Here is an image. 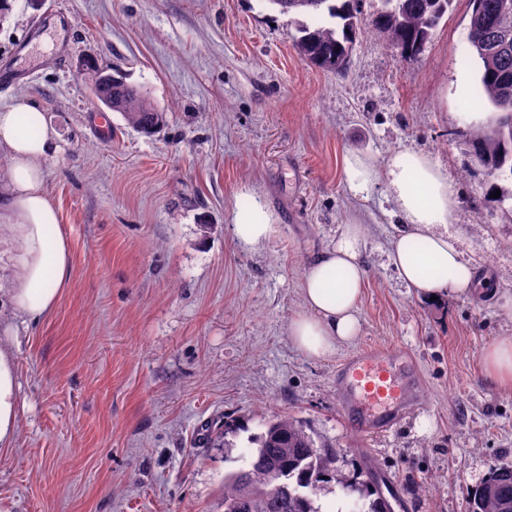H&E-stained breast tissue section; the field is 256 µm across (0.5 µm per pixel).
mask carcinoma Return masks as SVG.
<instances>
[{"label":"carcinoma","mask_w":512,"mask_h":512,"mask_svg":"<svg viewBox=\"0 0 512 512\" xmlns=\"http://www.w3.org/2000/svg\"><path fill=\"white\" fill-rule=\"evenodd\" d=\"M281 13L328 16L335 25H300L297 52L310 63L340 73L348 63L358 29L354 0H266ZM377 24L402 57L418 53L428 42L452 0H384ZM502 0H470L467 40L481 62L479 91L497 112L487 126L469 129L468 146L489 178L498 201L512 200V7ZM83 75L96 97L109 94L112 111L140 133L152 135L166 125V112L129 85L119 70L95 61L84 64ZM247 467L224 478V512H322L321 483L336 482L356 496L350 512H391L374 481H357L337 466V450L317 440L307 425L284 414L265 424L252 438ZM368 502V508L359 502ZM467 512H512V464L492 470L480 484L467 489Z\"/></svg>","instance_id":"carcinoma-1"}]
</instances>
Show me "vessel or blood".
<instances>
[{"label": "vessel or blood", "mask_w": 512, "mask_h": 512, "mask_svg": "<svg viewBox=\"0 0 512 512\" xmlns=\"http://www.w3.org/2000/svg\"><path fill=\"white\" fill-rule=\"evenodd\" d=\"M336 383L346 399L349 426L364 436L392 430L402 420L416 394L417 374L399 369L397 358L381 346H370L346 358L336 368Z\"/></svg>", "instance_id": "obj_1"}]
</instances>
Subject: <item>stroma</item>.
<instances>
[{
    "label": "stroma",
    "instance_id": "stroma-1",
    "mask_svg": "<svg viewBox=\"0 0 512 512\" xmlns=\"http://www.w3.org/2000/svg\"><path fill=\"white\" fill-rule=\"evenodd\" d=\"M0 21V108L34 102L59 133L44 187L74 255L70 285L36 322L0 319L20 413L0 451L6 512H221L224 477L246 465L265 421L290 414L372 475L393 512H465L469 486L512 462V388L482 355L512 336V205L466 140L475 100L468 0H453L424 48L402 59L355 0L360 31L339 74L294 48L301 16L267 0H10ZM120 67L168 115L153 136L102 111L85 60ZM106 117L109 133L98 119ZM422 152L454 184L448 226L496 293L421 301L384 251L398 219L384 184L353 198L342 158ZM278 216L250 250L234 209ZM366 227L362 332L325 359L288 337L310 259L342 224ZM379 345L414 366L419 392L398 426L350 430L336 367ZM228 427L227 443L214 441Z\"/></svg>",
    "mask_w": 512,
    "mask_h": 512
}]
</instances>
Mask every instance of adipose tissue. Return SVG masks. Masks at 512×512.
Listing matches in <instances>:
<instances>
[{
  "label": "adipose tissue",
  "mask_w": 512,
  "mask_h": 512,
  "mask_svg": "<svg viewBox=\"0 0 512 512\" xmlns=\"http://www.w3.org/2000/svg\"><path fill=\"white\" fill-rule=\"evenodd\" d=\"M25 113L33 127L23 132L17 122ZM60 149L59 135L42 108L0 110V154L10 161L11 180L0 197V237H9L10 277L0 287V309L28 321L39 320L70 284L74 256L59 228V215L44 190L43 165ZM342 175L351 196L385 183L400 228L386 250L388 265L417 298L471 295L476 267L465 259L448 224L455 207L453 185L445 169L426 155L397 152L379 163L356 152L343 159ZM236 242L255 249L274 234L276 216L261 202L232 213ZM365 227L358 221L341 226L336 241L310 260L301 280V313L288 325L295 347L322 358L360 333L358 305L365 284ZM18 384L14 357L0 346V450L16 436Z\"/></svg>",
  "instance_id": "obj_1"
}]
</instances>
